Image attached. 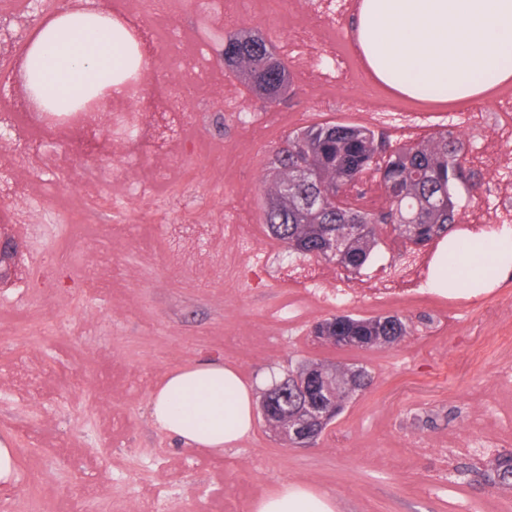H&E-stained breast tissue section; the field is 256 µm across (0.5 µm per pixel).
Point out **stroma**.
<instances>
[{"label": "stroma", "instance_id": "1", "mask_svg": "<svg viewBox=\"0 0 512 512\" xmlns=\"http://www.w3.org/2000/svg\"><path fill=\"white\" fill-rule=\"evenodd\" d=\"M208 47L221 79L206 89L179 81L169 39L197 33L198 0H177L173 10L138 17L156 84L137 100L141 142L114 154L97 126L69 135L40 131L42 147L67 155L66 181L30 179L26 137L0 147V225L24 245L14 285L0 288V438L15 450L17 480L0 494L7 512H156L158 503L178 512H250L251 502L285 482L329 495L336 512H512V489L486 482L496 454L512 451V397L494 384L512 374L499 357L512 343V280L478 300L463 290L453 303L384 299L366 294L352 314H396L412 333L398 345L373 351L338 349L309 334L331 307L312 302L301 282L326 270L338 283L377 274L405 249L383 232L375 260L361 275L335 262L302 260L268 237L262 222L264 186L271 161L289 133L330 121L367 126L397 147H410L444 131L421 105L391 97L360 79L316 86L309 56L344 54L343 40L328 31L332 5L310 0H221ZM265 37L288 65L291 96L270 103L244 77L223 70L226 36ZM182 95V124L157 106L159 95ZM265 114L252 130L245 113ZM168 171L174 189L156 186L160 221L141 222L138 206L88 212L85 184L97 174L102 191L151 181ZM70 213V227L53 224L54 211ZM236 225L259 252L245 251L235 277L224 274V256L211 237ZM279 271L269 278L268 268ZM303 359L356 363L373 385L348 404L317 442L288 449L256 421L252 434L221 454L192 448L157 431L148 405L167 374L201 360L235 365L248 380L285 376ZM489 403L496 430L475 411ZM429 445L455 439L479 447L496 439L479 467L454 455L419 454L413 436ZM109 456H102V449ZM77 473L65 484L56 462ZM145 475L133 481L131 470Z\"/></svg>", "mask_w": 512, "mask_h": 512}]
</instances>
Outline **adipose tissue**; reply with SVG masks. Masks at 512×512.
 <instances>
[{
    "label": "adipose tissue",
    "mask_w": 512,
    "mask_h": 512,
    "mask_svg": "<svg viewBox=\"0 0 512 512\" xmlns=\"http://www.w3.org/2000/svg\"><path fill=\"white\" fill-rule=\"evenodd\" d=\"M112 27L96 10L47 17L32 32L28 56L52 102L68 101L77 87L122 95L124 81L145 62L139 53L122 59L119 40L127 32L113 39L106 34ZM350 46L365 55L374 83L398 98L475 103L512 81V0H364ZM444 272L460 276L474 298L512 278V230L456 232L433 259V287H441ZM254 407V383L233 366L203 361L167 375L150 417L158 431L220 454L252 432ZM335 510L328 495L288 483L251 504V512Z\"/></svg>",
    "instance_id": "adipose-tissue-1"
}]
</instances>
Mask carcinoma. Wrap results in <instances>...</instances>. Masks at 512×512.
Returning <instances> with one entry per match:
<instances>
[{
	"label": "carcinoma",
	"instance_id": "1",
	"mask_svg": "<svg viewBox=\"0 0 512 512\" xmlns=\"http://www.w3.org/2000/svg\"><path fill=\"white\" fill-rule=\"evenodd\" d=\"M274 58L271 45L258 35L224 38V66L245 76L260 98L278 100L289 87L287 66L267 69ZM470 142L455 129L407 148H393L374 130L360 125L325 122L309 125L288 135L275 154V176L267 188L263 223L274 239L304 258L329 260L325 248L336 245L340 266L356 273L372 261L379 245L377 226L410 224L408 236L424 244L447 236L462 207L460 186L478 189L482 177L466 166ZM374 170L380 176L387 206L378 212L345 207L337 202L343 187L354 185L356 175ZM411 328L392 316L360 317L338 312L324 320L319 335L332 336L336 347L349 350H382L410 335ZM322 370L336 369L345 388L336 390V414L366 392L373 383L364 366L317 361ZM323 374L301 380L298 391L279 395L268 427L279 425L298 405L297 398L311 402L323 396ZM512 475V452L495 459L488 479Z\"/></svg>",
	"mask_w": 512,
	"mask_h": 512
}]
</instances>
